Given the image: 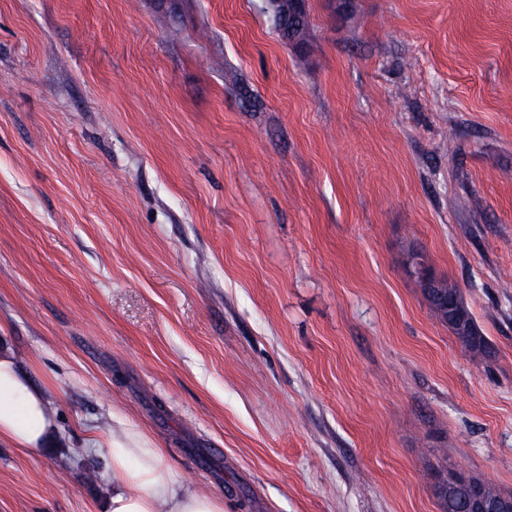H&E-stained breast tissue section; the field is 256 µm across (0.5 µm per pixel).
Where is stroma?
<instances>
[{
	"instance_id": "35a3bbf8",
	"label": "stroma",
	"mask_w": 512,
	"mask_h": 512,
	"mask_svg": "<svg viewBox=\"0 0 512 512\" xmlns=\"http://www.w3.org/2000/svg\"><path fill=\"white\" fill-rule=\"evenodd\" d=\"M306 12L0 0V353L60 431L0 445V512H100L126 426L224 512L512 495V0ZM413 264L416 269V273L418 274V277L420 278V281L422 283L424 293L431 300L434 307L439 308L441 311H447V310L452 311L453 310L452 304L448 303V294H446L443 289L445 287L448 290V287H449V288H451L450 289L451 291L455 290L457 292L462 305L464 306V308L467 310V312L470 315V312L464 305V302H463V299H462V296H461L459 290L454 285L449 283L448 280H446V279H440L441 280L440 281L439 278H436V277L432 276L431 274H429L428 270L426 269L424 264L421 262V259L414 258ZM434 307L431 306V308L438 314V316L446 324H448V327L452 330V332L459 339V335H458L456 326L453 323L448 321V317L442 316L440 314V312ZM470 317H471V315H470ZM470 320H471L472 336L476 337L480 341V344L478 346H475L474 350H470L469 353L473 357L485 356L486 353L489 352L488 349L490 348V345H489L486 337L482 336L480 334V332L478 331L472 317L470 318ZM474 479V478H473ZM469 477L463 471H457L448 477L439 480L437 485L438 492L444 497L448 498V494L455 489L467 486L472 489V495L465 504L461 506L458 512H512V499L511 498H496L489 500L485 496L482 485L476 481H482L487 487L494 490L495 493L500 492L492 485L484 482L481 479H474ZM468 494L467 488H459L456 492L458 498H465ZM501 495V494H499Z\"/></svg>"
}]
</instances>
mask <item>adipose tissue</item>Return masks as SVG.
<instances>
[{
	"label": "adipose tissue",
	"mask_w": 512,
	"mask_h": 512,
	"mask_svg": "<svg viewBox=\"0 0 512 512\" xmlns=\"http://www.w3.org/2000/svg\"><path fill=\"white\" fill-rule=\"evenodd\" d=\"M58 430L49 402L15 361L0 354V442L35 452ZM105 449L112 490L103 512H224L221 498L175 480L163 451L139 432H104L90 439Z\"/></svg>",
	"instance_id": "adipose-tissue-1"
}]
</instances>
